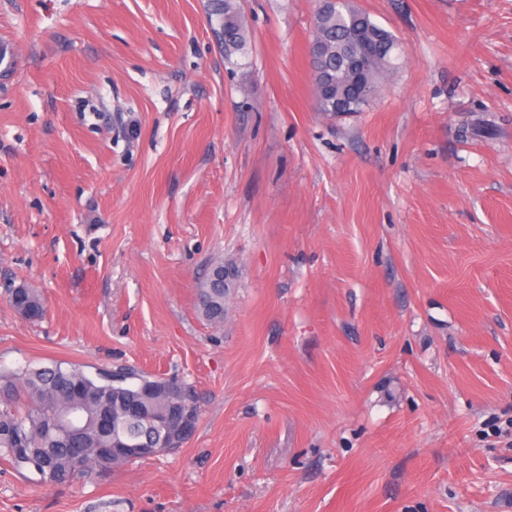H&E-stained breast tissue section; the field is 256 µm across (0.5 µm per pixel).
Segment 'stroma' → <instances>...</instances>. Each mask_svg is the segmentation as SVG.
Listing matches in <instances>:
<instances>
[{
	"mask_svg": "<svg viewBox=\"0 0 512 512\" xmlns=\"http://www.w3.org/2000/svg\"><path fill=\"white\" fill-rule=\"evenodd\" d=\"M0 0V369L193 386L177 452L0 512H512V0H352L404 56L319 112L318 0ZM240 278L223 325L196 286ZM217 11L224 21V55L231 59L236 54L245 55L247 49L246 31L236 0H221ZM228 265L236 266L233 263H224L219 262L216 263L212 269L210 270L207 277L201 281L197 288V299L199 308L202 316L213 324H222L224 323V306L229 299V294L231 292V288H234V284L228 289L226 294H224V288H214L211 284V273L213 271V276L218 280H227L230 276V272L225 269H215L217 267H221ZM237 270V268H236ZM237 280H238V270H237ZM227 299V300H226ZM7 300L18 314L24 312L27 321L38 322L46 316V305L40 291L25 281L7 288Z\"/></svg>",
	"mask_w": 512,
	"mask_h": 512,
	"instance_id": "35a3bbf8",
	"label": "stroma"
}]
</instances>
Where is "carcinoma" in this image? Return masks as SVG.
Returning a JSON list of instances; mask_svg holds the SVG:
<instances>
[{"mask_svg":"<svg viewBox=\"0 0 512 512\" xmlns=\"http://www.w3.org/2000/svg\"><path fill=\"white\" fill-rule=\"evenodd\" d=\"M217 11L224 21V55H243L246 31L237 0H222ZM312 37L321 45V65L329 88L317 97L319 110L332 116L362 112L371 97L356 95L362 82L377 92L381 82L402 60L397 37L368 13L340 0L332 10L315 16ZM229 294L206 277L197 288L202 316L224 323ZM7 300L25 319L38 322L47 310L40 291L21 281L7 289ZM198 404L187 384L169 381L125 367L98 368L92 375L82 367L60 363L15 371L0 370V458L18 468L36 472L51 485L65 484L91 469L108 470L133 463L139 457L116 451L123 437L141 443L161 435L138 416L156 421L172 418L180 403Z\"/></svg>","mask_w":512,"mask_h":512,"instance_id":"obj_1","label":"carcinoma"}]
</instances>
